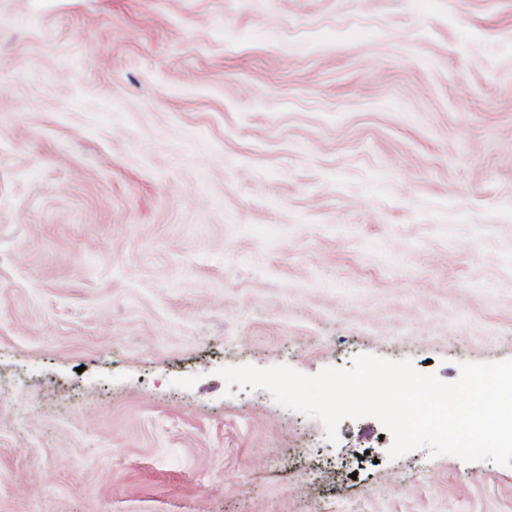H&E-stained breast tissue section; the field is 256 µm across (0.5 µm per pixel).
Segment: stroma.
<instances>
[{
	"instance_id": "stroma-1",
	"label": "stroma",
	"mask_w": 512,
	"mask_h": 512,
	"mask_svg": "<svg viewBox=\"0 0 512 512\" xmlns=\"http://www.w3.org/2000/svg\"><path fill=\"white\" fill-rule=\"evenodd\" d=\"M512 358V0H0V512H512V467L220 369Z\"/></svg>"
}]
</instances>
